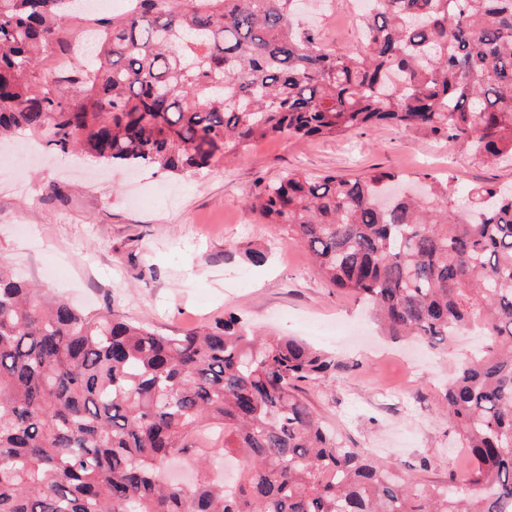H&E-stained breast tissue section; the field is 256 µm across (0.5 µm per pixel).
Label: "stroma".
<instances>
[{"label":"stroma","mask_w":512,"mask_h":512,"mask_svg":"<svg viewBox=\"0 0 512 512\" xmlns=\"http://www.w3.org/2000/svg\"><path fill=\"white\" fill-rule=\"evenodd\" d=\"M359 0H310L304 24L331 48L357 40ZM371 167L402 175L454 174L458 194L512 184V159L489 162L448 142L389 127L328 139H268L202 174L102 169L23 133L0 147V258L16 276L95 311L180 336L237 313L267 333L335 354V376L304 385L316 414L350 447L390 459L428 484L465 478L441 403L452 365L474 343L435 354L380 335L354 297L336 293L308 253L245 208L257 177L283 172L353 176ZM262 251L263 263L248 260Z\"/></svg>","instance_id":"stroma-1"}]
</instances>
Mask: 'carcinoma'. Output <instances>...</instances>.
<instances>
[{"label": "carcinoma", "instance_id": "obj_1", "mask_svg": "<svg viewBox=\"0 0 512 512\" xmlns=\"http://www.w3.org/2000/svg\"><path fill=\"white\" fill-rule=\"evenodd\" d=\"M301 0H133L75 58L78 99L38 72L72 0H0V140L29 131L110 165L195 173L269 138L420 131L512 155V0H370L343 51ZM287 171L246 207L306 248L382 331L484 345L445 391L466 480H403L301 395L335 356L228 315L181 336L85 312L0 259V512H512V187ZM220 432L221 445L200 447ZM196 465L190 484L167 464Z\"/></svg>", "mask_w": 512, "mask_h": 512}]
</instances>
